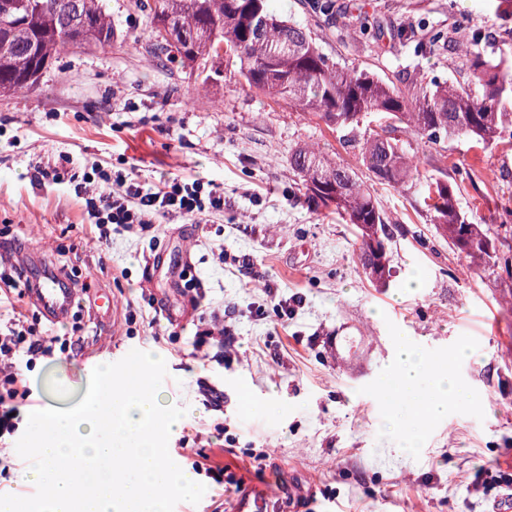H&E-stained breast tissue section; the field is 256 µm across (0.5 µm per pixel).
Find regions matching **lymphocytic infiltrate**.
<instances>
[{"mask_svg":"<svg viewBox=\"0 0 512 512\" xmlns=\"http://www.w3.org/2000/svg\"><path fill=\"white\" fill-rule=\"evenodd\" d=\"M84 195L88 213L101 240H110L113 227L149 228L174 215L202 219L223 210L224 195L212 182L200 178L168 177L144 187L129 174L109 175L99 166L84 172L76 186ZM56 337L36 335L25 325L9 327L0 335V466L11 468L16 455L7 445L19 430L20 400L29 394L24 368L51 358Z\"/></svg>","mask_w":512,"mask_h":512,"instance_id":"lymphocytic-infiltrate-1","label":"lymphocytic infiltrate"}]
</instances>
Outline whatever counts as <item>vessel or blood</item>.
Here are the masks:
<instances>
[{
  "mask_svg": "<svg viewBox=\"0 0 512 512\" xmlns=\"http://www.w3.org/2000/svg\"><path fill=\"white\" fill-rule=\"evenodd\" d=\"M0 260L18 262L24 271H36L31 281L29 297L42 316L50 323L57 324L66 320L74 307L76 293L69 279L44 263L37 255L22 259L15 258L8 251L0 253ZM235 512H271V496L268 492H244L238 499Z\"/></svg>",
  "mask_w": 512,
  "mask_h": 512,
  "instance_id": "b4317fda",
  "label": "vessel or blood"
}]
</instances>
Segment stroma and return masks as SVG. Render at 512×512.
I'll return each mask as SVG.
<instances>
[{"label":"stroma","instance_id":"1","mask_svg":"<svg viewBox=\"0 0 512 512\" xmlns=\"http://www.w3.org/2000/svg\"><path fill=\"white\" fill-rule=\"evenodd\" d=\"M309 3L268 7L305 28L339 66L401 87L420 79L467 85L463 31L486 56L512 63V0H335L327 16ZM107 7L111 46L66 52L37 90L0 99V250L41 253L82 285L70 317L55 325L28 298L13 294L0 305V325L18 311L40 335L81 340L28 371L21 418L45 398L84 388L101 362L160 350L163 392L194 411L168 442L183 468L195 452L207 454L245 487L270 490L277 512H489L494 480L508 472L501 459L512 453V306L500 283L454 254L419 195L381 184L393 227L391 279L373 285L357 264L355 227L314 210L290 167L304 145L359 167L339 133L232 74L213 84L204 72L158 60L134 0ZM401 25L448 40L422 54L415 42L378 38ZM400 140L427 168L447 169L461 186L460 208L476 222L512 207V146L482 150L455 139L435 149L405 133ZM64 156L69 173L99 164L134 171L147 186L204 178L223 190L224 209L203 224L178 216L149 232L114 231L102 243L69 182L31 181L35 167ZM184 271L230 327L224 341L203 339L207 323ZM103 293L112 313L100 321L90 304ZM281 297L294 302L285 322ZM337 336L356 338L369 361L363 379L337 364L329 350ZM400 336L431 364L453 358L467 394L443 418H414L429 376L412 395L384 396ZM461 341L469 354L457 359ZM410 429L421 434L414 453L403 446ZM183 437L193 453L179 452ZM261 452L265 467L252 468Z\"/></svg>","mask_w":512,"mask_h":512}]
</instances>
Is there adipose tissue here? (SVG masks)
I'll return each instance as SVG.
<instances>
[{
    "mask_svg": "<svg viewBox=\"0 0 512 512\" xmlns=\"http://www.w3.org/2000/svg\"><path fill=\"white\" fill-rule=\"evenodd\" d=\"M431 371L433 382L426 397L417 405L415 416L420 420L439 418L448 409L449 402L461 397L464 388L450 368L431 369L429 362L406 341L398 343V366L393 380L397 394L411 392L424 371Z\"/></svg>",
    "mask_w": 512,
    "mask_h": 512,
    "instance_id": "ef3b65f1",
    "label": "adipose tissue"
}]
</instances>
